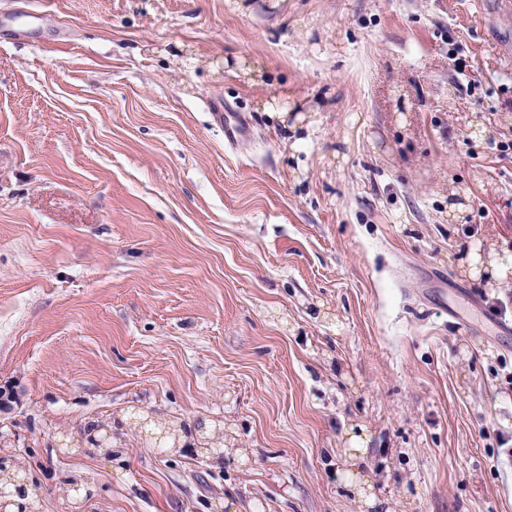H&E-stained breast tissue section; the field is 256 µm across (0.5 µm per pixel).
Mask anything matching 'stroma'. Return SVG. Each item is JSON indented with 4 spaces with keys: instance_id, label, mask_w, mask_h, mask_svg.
<instances>
[{
    "instance_id": "stroma-1",
    "label": "stroma",
    "mask_w": 512,
    "mask_h": 512,
    "mask_svg": "<svg viewBox=\"0 0 512 512\" xmlns=\"http://www.w3.org/2000/svg\"><path fill=\"white\" fill-rule=\"evenodd\" d=\"M4 10L0 457L30 512H512V280L473 270L512 256V0ZM135 408L234 442L161 452ZM196 456H208L211 452L224 449V424L214 423L209 429L197 437Z\"/></svg>"
}]
</instances>
